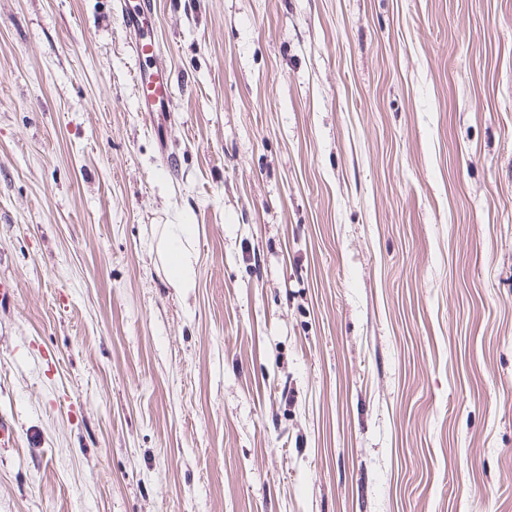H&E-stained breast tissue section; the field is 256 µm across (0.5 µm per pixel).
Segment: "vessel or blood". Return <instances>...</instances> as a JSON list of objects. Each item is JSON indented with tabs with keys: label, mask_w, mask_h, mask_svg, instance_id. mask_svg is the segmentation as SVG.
Returning <instances> with one entry per match:
<instances>
[{
	"label": "vessel or blood",
	"mask_w": 512,
	"mask_h": 512,
	"mask_svg": "<svg viewBox=\"0 0 512 512\" xmlns=\"http://www.w3.org/2000/svg\"><path fill=\"white\" fill-rule=\"evenodd\" d=\"M117 9L128 34L129 45L140 61L133 74L139 90L138 109L152 114L172 111L171 79L150 21L156 0H118Z\"/></svg>",
	"instance_id": "b4317fda"
}]
</instances>
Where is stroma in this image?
I'll list each match as a JSON object with an SVG mask.
<instances>
[{
	"label": "stroma",
	"mask_w": 512,
	"mask_h": 512,
	"mask_svg": "<svg viewBox=\"0 0 512 512\" xmlns=\"http://www.w3.org/2000/svg\"><path fill=\"white\" fill-rule=\"evenodd\" d=\"M152 24L0 0V512H512V0ZM120 12L133 53L143 64L133 73L138 86V112H172L174 97L163 54L150 21L156 10V0H119ZM190 224H168L169 229L159 239L158 251L162 254L170 282L181 288H190L193 265L189 252L182 241L191 230Z\"/></svg>",
	"instance_id": "stroma-1"
}]
</instances>
